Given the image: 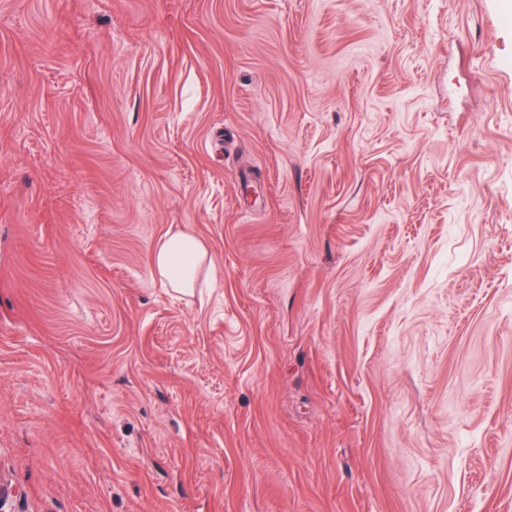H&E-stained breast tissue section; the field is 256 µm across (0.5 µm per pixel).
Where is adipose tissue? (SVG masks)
Returning a JSON list of instances; mask_svg holds the SVG:
<instances>
[{
  "instance_id": "adipose-tissue-1",
  "label": "adipose tissue",
  "mask_w": 512,
  "mask_h": 512,
  "mask_svg": "<svg viewBox=\"0 0 512 512\" xmlns=\"http://www.w3.org/2000/svg\"><path fill=\"white\" fill-rule=\"evenodd\" d=\"M208 250L204 242L191 233L177 229L160 238L153 247V272L168 288H195L200 277L208 275Z\"/></svg>"
}]
</instances>
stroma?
<instances>
[{
  "label": "stroma",
  "mask_w": 512,
  "mask_h": 512,
  "mask_svg": "<svg viewBox=\"0 0 512 512\" xmlns=\"http://www.w3.org/2000/svg\"><path fill=\"white\" fill-rule=\"evenodd\" d=\"M507 11L0 0V507L512 512ZM208 257L201 239L183 229L170 230L153 247V273L166 288L193 289L202 275L209 279Z\"/></svg>",
  "instance_id": "obj_1"
}]
</instances>
